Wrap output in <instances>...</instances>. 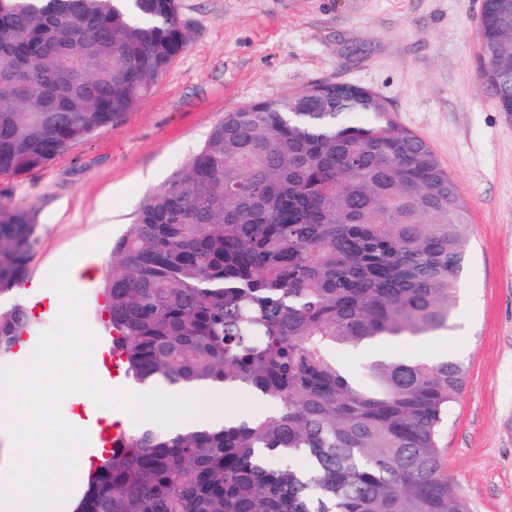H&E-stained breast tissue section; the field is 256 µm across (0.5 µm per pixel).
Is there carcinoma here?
<instances>
[{"label":"carcinoma","instance_id":"obj_1","mask_svg":"<svg viewBox=\"0 0 512 512\" xmlns=\"http://www.w3.org/2000/svg\"><path fill=\"white\" fill-rule=\"evenodd\" d=\"M480 18L482 82L512 112V0ZM188 36L178 0H0V177L118 123ZM469 206L384 101L315 83L216 123L139 205L104 283L112 352L138 384H222L278 403L216 431L143 429L103 450L73 512H469L441 459L466 367L338 350L451 327ZM39 244L0 205V298ZM37 318L0 309V353Z\"/></svg>","mask_w":512,"mask_h":512}]
</instances>
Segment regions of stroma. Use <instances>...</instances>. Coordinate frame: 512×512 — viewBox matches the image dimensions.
<instances>
[{
	"instance_id": "obj_1",
	"label": "stroma",
	"mask_w": 512,
	"mask_h": 512,
	"mask_svg": "<svg viewBox=\"0 0 512 512\" xmlns=\"http://www.w3.org/2000/svg\"><path fill=\"white\" fill-rule=\"evenodd\" d=\"M187 48L139 106L52 165L0 178V204L39 226L33 282L73 252L103 262L141 200L224 114L340 81L378 93L470 205L473 235L453 329L380 354L462 361L443 461L470 512H512V114L480 77L482 0H178Z\"/></svg>"
}]
</instances>
